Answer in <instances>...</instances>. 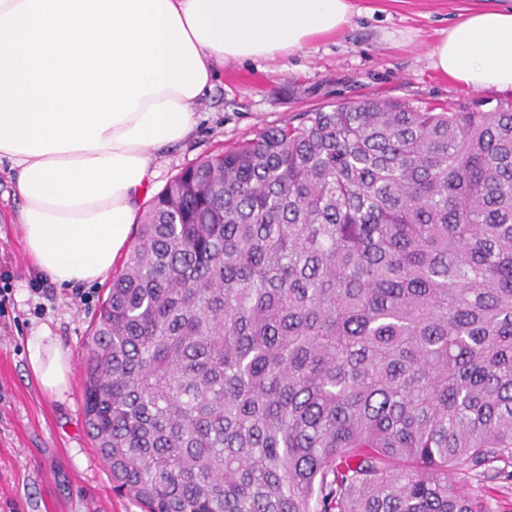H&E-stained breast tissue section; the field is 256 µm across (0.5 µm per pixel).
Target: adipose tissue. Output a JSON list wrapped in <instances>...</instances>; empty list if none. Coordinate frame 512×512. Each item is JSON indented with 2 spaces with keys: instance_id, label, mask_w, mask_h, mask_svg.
<instances>
[{
  "instance_id": "adipose-tissue-1",
  "label": "adipose tissue",
  "mask_w": 512,
  "mask_h": 512,
  "mask_svg": "<svg viewBox=\"0 0 512 512\" xmlns=\"http://www.w3.org/2000/svg\"><path fill=\"white\" fill-rule=\"evenodd\" d=\"M215 79L225 61L274 59L349 24V0H170ZM435 69L473 89L512 88V9L466 14L431 53ZM195 98L172 88L141 97L101 134V148L19 153L0 148L20 200L25 250L60 288L103 280L120 254L157 176L155 157L195 131ZM28 365L44 390L68 389L67 350L42 328L27 342Z\"/></svg>"
}]
</instances>
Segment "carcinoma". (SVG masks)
Wrapping results in <instances>:
<instances>
[{
	"instance_id": "carcinoma-1",
	"label": "carcinoma",
	"mask_w": 512,
	"mask_h": 512,
	"mask_svg": "<svg viewBox=\"0 0 512 512\" xmlns=\"http://www.w3.org/2000/svg\"><path fill=\"white\" fill-rule=\"evenodd\" d=\"M142 512H485L512 464V101L366 98L183 169L83 382ZM454 480L469 496L483 501L486 512H512V479H484L473 472L455 475Z\"/></svg>"
}]
</instances>
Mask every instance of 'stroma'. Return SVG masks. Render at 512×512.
<instances>
[{"label":"stroma","instance_id":"stroma-1","mask_svg":"<svg viewBox=\"0 0 512 512\" xmlns=\"http://www.w3.org/2000/svg\"><path fill=\"white\" fill-rule=\"evenodd\" d=\"M351 22L336 35L272 60L225 62L214 87L195 106L187 141L158 152L150 193L202 157L283 125L296 115L367 97L415 105L512 98V89L481 93L435 70L430 53L467 12L511 9L512 0H351ZM20 203L0 165V268L13 276L14 305L0 319V512H141L113 496L108 472L88 439L82 385L86 343L104 282L88 284V303L59 288L27 257ZM40 292H33L34 283ZM48 326L70 354L63 396L49 395L32 374L26 344ZM456 482L486 512H512V479L460 473Z\"/></svg>","mask_w":512,"mask_h":512}]
</instances>
